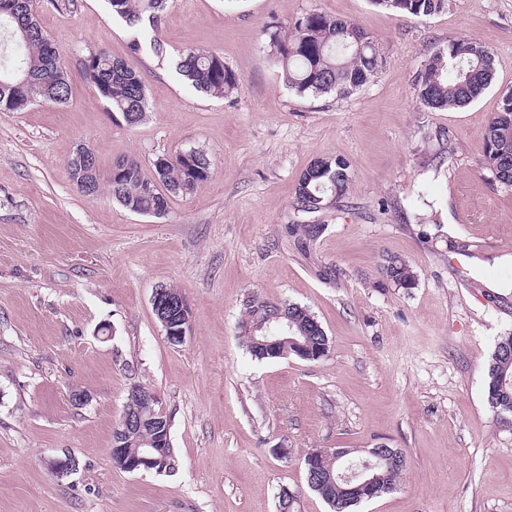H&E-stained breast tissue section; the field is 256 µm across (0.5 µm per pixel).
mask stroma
<instances>
[{"mask_svg":"<svg viewBox=\"0 0 512 512\" xmlns=\"http://www.w3.org/2000/svg\"><path fill=\"white\" fill-rule=\"evenodd\" d=\"M71 87L60 106L0 112V512H329L305 479L314 448H399L396 490L356 512H512V423L486 400L488 367L512 332V188L483 165L484 130L512 91V0H448L430 17L372 0H169L162 54L132 53L134 29L106 0H34ZM318 10L372 33L386 65L350 96L301 97L269 57L265 27ZM491 46L495 78L473 103L423 106L414 77L449 36ZM99 48L140 70L147 110L127 125L77 65ZM223 55L241 77L226 98L196 91L182 53ZM90 149L101 174L189 149L212 161L167 214H135L107 189L83 196L67 161ZM350 166L342 196L299 211L316 158ZM296 224L324 233L303 245ZM398 256L416 274L381 272ZM486 260L474 268L470 258ZM499 281L496 289L486 280ZM181 289L183 343L155 318L157 286ZM306 307L322 359L252 357L240 340L251 295ZM171 418L174 468L128 473L112 432L133 385ZM80 389L89 404L73 406ZM69 456L76 470L52 473ZM383 273L396 286L410 288L415 282V275L411 267L397 256L385 259Z\"/></svg>","mask_w":512,"mask_h":512,"instance_id":"obj_1","label":"stroma"}]
</instances>
